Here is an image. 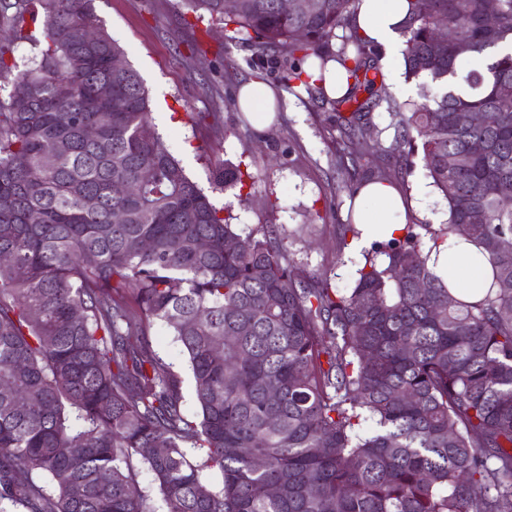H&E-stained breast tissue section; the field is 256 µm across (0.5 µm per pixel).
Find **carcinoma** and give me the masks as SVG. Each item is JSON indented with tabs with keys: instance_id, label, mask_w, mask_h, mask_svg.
Wrapping results in <instances>:
<instances>
[{
	"instance_id": "obj_1",
	"label": "carcinoma",
	"mask_w": 512,
	"mask_h": 512,
	"mask_svg": "<svg viewBox=\"0 0 512 512\" xmlns=\"http://www.w3.org/2000/svg\"><path fill=\"white\" fill-rule=\"evenodd\" d=\"M316 2L286 16L277 0H189L251 43L253 66L288 57L284 79L330 105L359 154L376 152L382 105L399 174L422 154L447 223L373 244L344 289L304 279L284 229L243 235L220 216L155 131L139 75L112 68L123 52L93 0H0V512H512V0L492 27L487 0H407L420 100L404 103L378 93L362 0ZM330 58L347 75L336 99L307 73ZM246 177L226 163L216 184ZM450 235L491 257L477 301L428 266ZM157 323L187 357L194 419L152 349Z\"/></svg>"
}]
</instances>
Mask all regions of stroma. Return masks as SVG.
Wrapping results in <instances>:
<instances>
[{
  "label": "stroma",
  "instance_id": "stroma-1",
  "mask_svg": "<svg viewBox=\"0 0 512 512\" xmlns=\"http://www.w3.org/2000/svg\"><path fill=\"white\" fill-rule=\"evenodd\" d=\"M95 11L141 77L163 141L224 217L246 232L282 226L303 276L349 287L361 261L351 258L341 236L349 196L336 185L340 134L330 106L295 96L277 69L258 73L252 48L198 17L185 0H95ZM256 78L293 105L260 131L233 103L240 86ZM227 160L255 173V181L240 191L213 189L216 169ZM398 190L407 222L446 223L447 206L423 167Z\"/></svg>",
  "mask_w": 512,
  "mask_h": 512
}]
</instances>
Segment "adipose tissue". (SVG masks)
Wrapping results in <instances>:
<instances>
[{"label":"adipose tissue","instance_id":"1","mask_svg":"<svg viewBox=\"0 0 512 512\" xmlns=\"http://www.w3.org/2000/svg\"><path fill=\"white\" fill-rule=\"evenodd\" d=\"M407 13L406 0H363L355 17L361 35L383 53L382 66H389L401 36L400 24ZM238 100L254 118L255 128L269 125L279 105L274 92L258 81L241 85ZM353 222L358 235L351 244L361 255L373 243L399 237L406 211L401 194L390 184L372 181L360 185L352 199ZM431 271L443 279L454 298L469 300L485 288L491 273L489 254L475 243L449 236L429 262Z\"/></svg>","mask_w":512,"mask_h":512}]
</instances>
